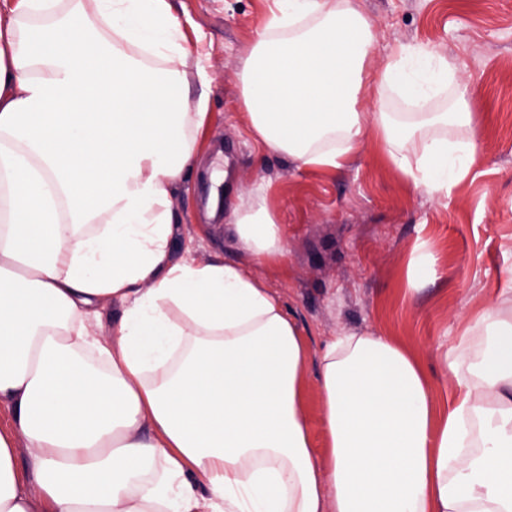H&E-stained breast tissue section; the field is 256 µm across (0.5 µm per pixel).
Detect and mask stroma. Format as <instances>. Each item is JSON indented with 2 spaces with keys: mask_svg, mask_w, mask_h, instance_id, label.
I'll return each mask as SVG.
<instances>
[{
  "mask_svg": "<svg viewBox=\"0 0 512 512\" xmlns=\"http://www.w3.org/2000/svg\"><path fill=\"white\" fill-rule=\"evenodd\" d=\"M375 34L366 70L400 47L423 45L456 69V85L423 104L449 112L467 88L470 124L437 128L471 139L469 175L448 196L415 190L365 137L347 166H298L254 140L241 106L240 72L264 21L266 0H173L203 65L208 122L191 175L171 197L174 260L234 262L293 314L311 354L344 332L400 337L421 359L436 400L453 384L443 354L512 274V0H353ZM287 238L288 256L257 265L226 229L254 190Z\"/></svg>",
  "mask_w": 512,
  "mask_h": 512,
  "instance_id": "stroma-1",
  "label": "stroma"
}]
</instances>
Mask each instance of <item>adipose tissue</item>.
<instances>
[{
  "instance_id": "1",
  "label": "adipose tissue",
  "mask_w": 512,
  "mask_h": 512,
  "mask_svg": "<svg viewBox=\"0 0 512 512\" xmlns=\"http://www.w3.org/2000/svg\"><path fill=\"white\" fill-rule=\"evenodd\" d=\"M81 2L0 0V512H512V282L446 350L442 406L397 338L327 340L315 453L309 351L280 299L238 264L171 257L208 75L178 69L170 0ZM272 3L241 71L260 142L336 171L371 132L427 194L465 178L475 143L423 127L469 113L357 109L375 84L428 99L446 60L404 46L372 80L349 0ZM231 226L257 261L286 256L264 201ZM104 297L121 305L107 340L90 330Z\"/></svg>"
}]
</instances>
